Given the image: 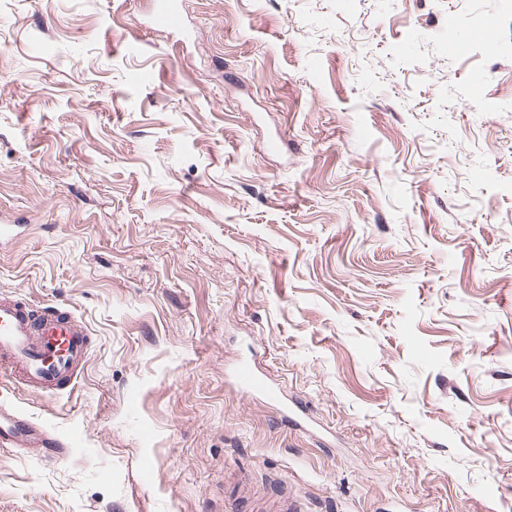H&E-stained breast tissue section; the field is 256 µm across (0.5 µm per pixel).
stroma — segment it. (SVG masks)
Wrapping results in <instances>:
<instances>
[{"mask_svg": "<svg viewBox=\"0 0 512 512\" xmlns=\"http://www.w3.org/2000/svg\"><path fill=\"white\" fill-rule=\"evenodd\" d=\"M182 2L0 0V512H512V0ZM152 25L162 31L181 32L184 28V17L176 0L154 1ZM86 329L68 305H40L0 296V379L32 392H71L88 351ZM233 377L237 384L250 392H261L267 396H275V388L261 378L249 362H239L233 369ZM65 444L47 428L32 422L15 404L0 403V447L41 448L44 457L52 454L56 460L66 459Z\"/></svg>", "mask_w": 512, "mask_h": 512, "instance_id": "obj_1", "label": "stroma"}]
</instances>
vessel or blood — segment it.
Masks as SVG:
<instances>
[{
	"label": "vessel or blood",
	"instance_id": "obj_1",
	"mask_svg": "<svg viewBox=\"0 0 512 512\" xmlns=\"http://www.w3.org/2000/svg\"><path fill=\"white\" fill-rule=\"evenodd\" d=\"M152 25L179 32L184 17L177 0H155ZM88 335L65 305H40L0 296V379L11 376L32 392H69L86 361ZM233 377L244 390L275 396V388L251 363L240 362ZM0 447L38 448L64 459L60 438L32 422L16 405L0 403Z\"/></svg>",
	"mask_w": 512,
	"mask_h": 512
}]
</instances>
